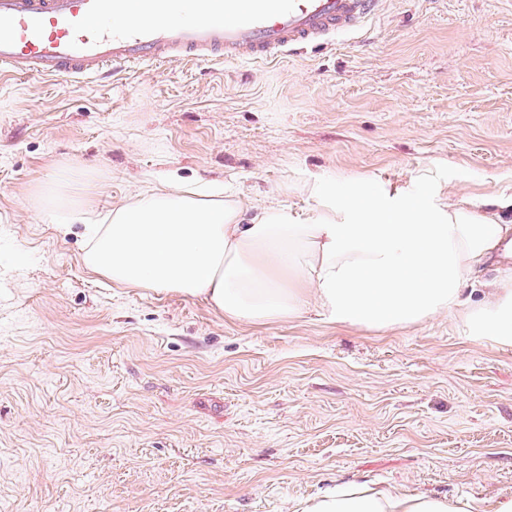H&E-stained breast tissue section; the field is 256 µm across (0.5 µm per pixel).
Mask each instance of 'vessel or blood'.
Here are the masks:
<instances>
[{
    "mask_svg": "<svg viewBox=\"0 0 512 512\" xmlns=\"http://www.w3.org/2000/svg\"><path fill=\"white\" fill-rule=\"evenodd\" d=\"M382 0H0V75L272 61L353 34Z\"/></svg>",
    "mask_w": 512,
    "mask_h": 512,
    "instance_id": "obj_1",
    "label": "vessel or blood"
}]
</instances>
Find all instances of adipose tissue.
<instances>
[{
  "instance_id": "adipose-tissue-1",
  "label": "adipose tissue",
  "mask_w": 512,
  "mask_h": 512,
  "mask_svg": "<svg viewBox=\"0 0 512 512\" xmlns=\"http://www.w3.org/2000/svg\"><path fill=\"white\" fill-rule=\"evenodd\" d=\"M306 213L270 206L248 215L238 194L197 195L163 184L90 225L86 266L124 288H155L208 302L226 320L282 322L315 310L330 323L403 328L462 307L476 265L512 225L464 197L415 203L404 192L361 183L308 187ZM475 337L512 345V279L488 283L468 311ZM296 512H512V496L480 507L374 487L327 491Z\"/></svg>"
}]
</instances>
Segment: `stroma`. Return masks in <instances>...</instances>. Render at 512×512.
<instances>
[{
  "mask_svg": "<svg viewBox=\"0 0 512 512\" xmlns=\"http://www.w3.org/2000/svg\"><path fill=\"white\" fill-rule=\"evenodd\" d=\"M106 223L166 181L252 212L310 183L512 194V0H386L361 33L262 65L0 79V512H293L336 485L512 496V346L462 311L403 329L231 323L91 273L38 212L65 167Z\"/></svg>",
  "mask_w": 512,
  "mask_h": 512,
  "instance_id": "1",
  "label": "stroma"
}]
</instances>
